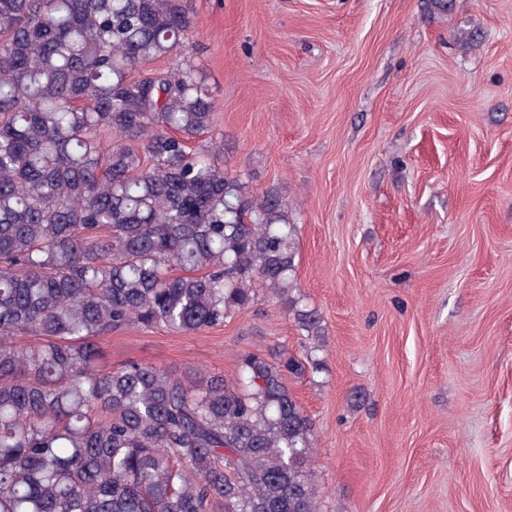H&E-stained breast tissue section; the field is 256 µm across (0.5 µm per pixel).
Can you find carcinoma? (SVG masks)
I'll return each mask as SVG.
<instances>
[{
    "instance_id": "1",
    "label": "carcinoma",
    "mask_w": 512,
    "mask_h": 512,
    "mask_svg": "<svg viewBox=\"0 0 512 512\" xmlns=\"http://www.w3.org/2000/svg\"><path fill=\"white\" fill-rule=\"evenodd\" d=\"M195 22L193 0H0V512H319L302 360L245 354L229 383L96 343L220 326L256 283L320 336L279 195L224 167Z\"/></svg>"
}]
</instances>
